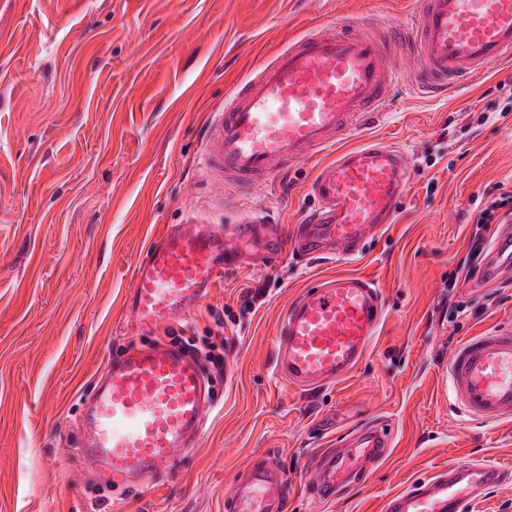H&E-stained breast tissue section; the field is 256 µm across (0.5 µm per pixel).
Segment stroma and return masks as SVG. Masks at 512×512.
Here are the masks:
<instances>
[{
  "label": "stroma",
  "instance_id": "35a3bbf8",
  "mask_svg": "<svg viewBox=\"0 0 512 512\" xmlns=\"http://www.w3.org/2000/svg\"><path fill=\"white\" fill-rule=\"evenodd\" d=\"M413 0H0V512H225L256 461L288 482L283 512H381L393 492L477 460L512 468V423L475 424L454 406V349L512 324V273L449 286L488 201L512 194V67H491L447 98L396 88L380 121L349 129L411 162L390 224L351 259L263 258L243 246L208 299L174 328L135 334L123 306L156 228L205 216L269 213L290 238L309 185L334 149L245 187L199 180L210 117L300 36L410 25ZM338 272L369 277L386 313L346 379L303 390L276 377L273 337L290 300ZM259 307L216 327L246 289ZM464 312H456V304ZM223 343V378L200 445L132 493L103 488L76 451L82 404L104 364L170 331ZM379 423L392 446L342 496L314 499L316 460Z\"/></svg>",
  "mask_w": 512,
  "mask_h": 512
}]
</instances>
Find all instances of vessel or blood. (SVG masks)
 I'll return each mask as SVG.
<instances>
[{"label": "vessel or blood", "instance_id": "1", "mask_svg": "<svg viewBox=\"0 0 512 512\" xmlns=\"http://www.w3.org/2000/svg\"><path fill=\"white\" fill-rule=\"evenodd\" d=\"M418 71L399 75L380 38L347 30L308 34L249 76L207 126L202 171L207 181L253 183L278 175L335 144L353 121L377 118L398 78L434 97L481 77L491 63H512V0H418L410 26ZM397 145L379 140L339 151L310 184L313 206L288 247L307 257L329 248L357 252L374 229L390 223L410 178ZM224 208L207 219L164 226L132 272L125 309L134 329L155 332L188 318L209 297L225 267L237 265L243 244L262 238L265 257L284 245L265 213L249 212L232 229ZM512 263V231L502 230L488 255L487 276ZM385 311L375 284L339 273L305 288L289 305L273 340L277 373L313 388L344 379L364 357ZM458 409L475 423L512 421V326L467 338L448 361ZM206 376L184 345L134 348L104 367L100 387L81 421L79 455L113 487L136 488L178 452L197 447L210 403ZM360 460L390 448L383 429L349 440ZM340 453L320 460L313 497L333 499L359 476ZM512 470L478 462L447 470L399 490L382 512H467ZM287 488L274 467L255 463L224 504L225 512H279Z\"/></svg>", "mask_w": 512, "mask_h": 512}]
</instances>
